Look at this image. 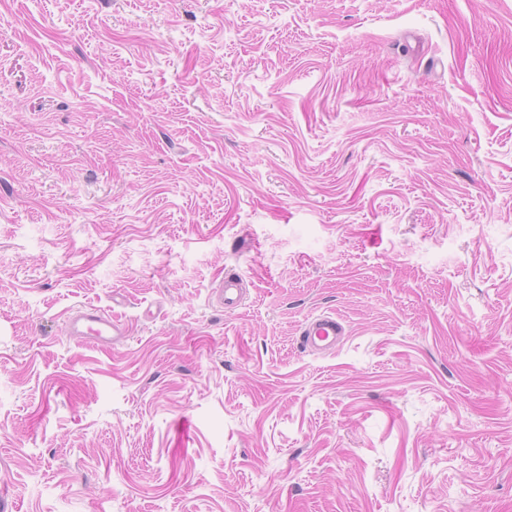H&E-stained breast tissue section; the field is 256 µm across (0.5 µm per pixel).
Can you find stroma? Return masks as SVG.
I'll list each match as a JSON object with an SVG mask.
<instances>
[{
  "instance_id": "stroma-1",
  "label": "stroma",
  "mask_w": 512,
  "mask_h": 512,
  "mask_svg": "<svg viewBox=\"0 0 512 512\" xmlns=\"http://www.w3.org/2000/svg\"><path fill=\"white\" fill-rule=\"evenodd\" d=\"M2 489L512 512V0H0ZM246 293L244 281L236 274L230 273L224 276V282L217 289V303L225 309L238 307ZM68 333L84 343L104 346L118 336H125L127 331L120 321L105 316L94 306H88L83 312L70 317ZM343 319L328 312L308 317L301 327L303 351L312 354H333L342 345V337L348 336Z\"/></svg>"
}]
</instances>
